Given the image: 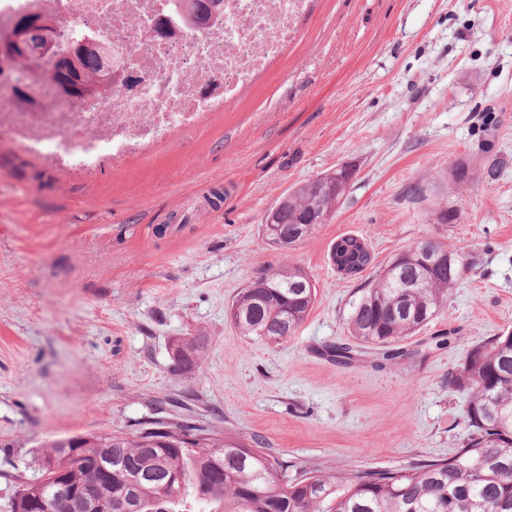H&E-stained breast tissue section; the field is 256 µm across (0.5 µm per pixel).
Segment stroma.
<instances>
[{
  "mask_svg": "<svg viewBox=\"0 0 512 512\" xmlns=\"http://www.w3.org/2000/svg\"><path fill=\"white\" fill-rule=\"evenodd\" d=\"M296 27L248 90L145 156L45 186L0 168V512L14 475L38 477L44 442L171 417L182 393L197 424L261 439L292 477L445 459L467 438L448 374L512 331V0H310ZM341 166L354 177L332 219L270 247L268 209ZM412 182L422 196L407 195ZM444 207L458 223H431ZM161 224L177 230L158 236ZM344 234L365 238L379 267L426 237L465 258L409 339L413 358L317 355L352 340L361 283L328 256ZM284 264L317 289L307 319L277 345L242 335L228 304ZM442 330L454 333L446 349L419 350ZM183 336L206 339L189 372L172 360Z\"/></svg>",
  "mask_w": 512,
  "mask_h": 512,
  "instance_id": "obj_1",
  "label": "stroma"
}]
</instances>
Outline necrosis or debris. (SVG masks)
<instances>
[{"label":"necrosis or debris","instance_id":"1","mask_svg":"<svg viewBox=\"0 0 512 512\" xmlns=\"http://www.w3.org/2000/svg\"><path fill=\"white\" fill-rule=\"evenodd\" d=\"M306 0H224L223 21L186 29L161 44L146 26L157 0H0V27L18 14L43 11L74 20L112 49L117 76L89 102H78L42 72L0 71V132L53 171L94 173L120 166L198 124L247 90L296 39L294 18ZM25 79L40 109L9 104Z\"/></svg>","mask_w":512,"mask_h":512}]
</instances>
